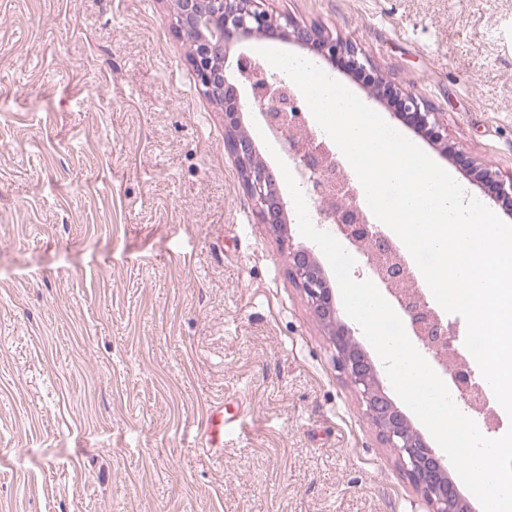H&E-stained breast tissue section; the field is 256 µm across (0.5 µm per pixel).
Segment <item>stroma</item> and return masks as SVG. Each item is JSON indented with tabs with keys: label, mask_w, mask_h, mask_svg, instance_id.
Returning <instances> with one entry per match:
<instances>
[{
	"label": "stroma",
	"mask_w": 512,
	"mask_h": 512,
	"mask_svg": "<svg viewBox=\"0 0 512 512\" xmlns=\"http://www.w3.org/2000/svg\"><path fill=\"white\" fill-rule=\"evenodd\" d=\"M352 43L322 69L488 200L512 189V0H266ZM199 89L174 0H0V512H429L338 371ZM235 419L200 451L207 409ZM400 112L407 120L415 122L417 127L423 128L433 137L436 142L446 140L447 134L440 124L435 112H431L423 102L412 95L401 96Z\"/></svg>",
	"instance_id": "35a3bbf8"
}]
</instances>
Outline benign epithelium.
Here are the masks:
<instances>
[{
	"mask_svg": "<svg viewBox=\"0 0 512 512\" xmlns=\"http://www.w3.org/2000/svg\"><path fill=\"white\" fill-rule=\"evenodd\" d=\"M175 5L177 30L190 47L188 60L202 92L213 99L224 98L225 146L242 172L244 188L262 223H282L288 202L280 182L255 158L251 139L241 131L240 113L246 111L258 115L283 142L296 182L317 204V219L336 225L337 235L354 252L362 274L376 284L405 320L413 345L430 359L431 367L446 384L460 391L465 405L483 413L485 406L476 398L479 386L455 346V334L413 280L407 265L389 251L380 223L363 210L356 185L340 178L343 163L339 155L305 149L312 131L302 98L285 94L286 81L244 52L236 59V82H230L225 73L230 46L252 35L293 34L316 54L331 58L344 54L363 69L369 66L368 60L347 42L270 14L262 0H175ZM240 84L249 91L246 101L241 100ZM401 109L402 116L427 130L435 141L446 140L436 114L418 98L402 96ZM288 261L312 311L322 320L332 319V289L316 262L308 253L291 247ZM332 343L338 368L356 389L368 418L397 452L404 473L431 505L430 512H466L461 495L447 478L443 459L386 396L372 361L354 341L352 331L339 327Z\"/></svg>",
	"mask_w": 512,
	"mask_h": 512,
	"instance_id": "7a95c632",
	"label": "benign epithelium"
}]
</instances>
